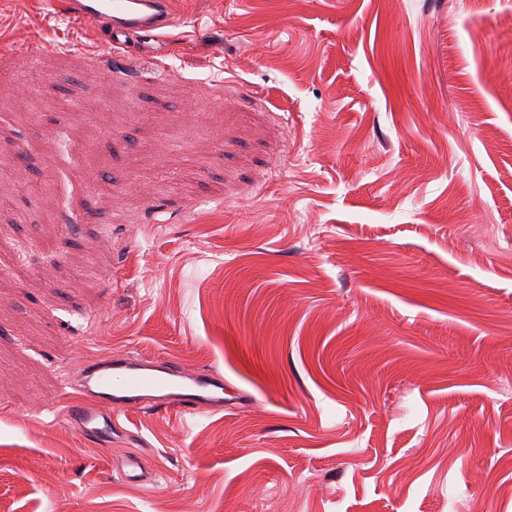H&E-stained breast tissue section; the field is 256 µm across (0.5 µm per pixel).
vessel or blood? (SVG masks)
<instances>
[{
  "label": "vessel or blood",
  "mask_w": 512,
  "mask_h": 512,
  "mask_svg": "<svg viewBox=\"0 0 512 512\" xmlns=\"http://www.w3.org/2000/svg\"><path fill=\"white\" fill-rule=\"evenodd\" d=\"M173 0H66L69 15L103 27L113 42L154 36L174 23ZM82 399L65 413L81 435L109 441L121 411L142 409L205 413L223 410L224 377L209 371L188 373L172 363L128 353L83 364Z\"/></svg>",
  "instance_id": "1"
}]
</instances>
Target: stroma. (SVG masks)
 <instances>
[{
  "mask_svg": "<svg viewBox=\"0 0 512 512\" xmlns=\"http://www.w3.org/2000/svg\"><path fill=\"white\" fill-rule=\"evenodd\" d=\"M173 2L0 0V504L512 512V0ZM128 352L223 411L89 442L61 373ZM66 9L74 19L99 24L113 43L156 36L174 24L172 0H67ZM123 38V39H121Z\"/></svg>",
  "mask_w": 512,
  "mask_h": 512,
  "instance_id": "stroma-1",
  "label": "stroma"
}]
</instances>
